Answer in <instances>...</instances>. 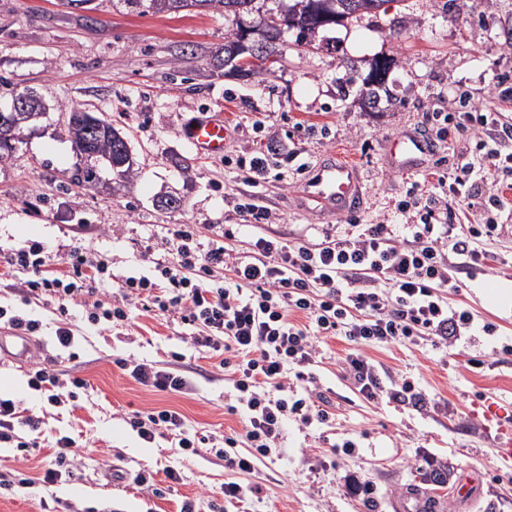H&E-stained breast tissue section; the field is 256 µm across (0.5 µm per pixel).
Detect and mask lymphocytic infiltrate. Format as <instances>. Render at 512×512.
<instances>
[{"mask_svg":"<svg viewBox=\"0 0 512 512\" xmlns=\"http://www.w3.org/2000/svg\"><path fill=\"white\" fill-rule=\"evenodd\" d=\"M477 119L479 165L512 179V153L497 147L498 140H512V124L489 115ZM415 208L419 220L402 236L388 224H355L316 244L286 245L259 233L243 252L216 239L200 248L196 230L180 226L157 246L156 279L126 278L112 291L109 308L93 303L88 319L122 324L138 308L190 326L189 347L218 358L233 378L236 403L229 413L245 411L242 430L225 437L217 455L231 471L252 472L276 450L288 417L304 424L331 420L323 405L291 393L292 379H304L305 368L316 362L318 337L343 336L359 345L448 340L472 325L473 314L449 308L447 294L458 287V270L476 269L485 260L480 243L494 237L498 226L450 223L448 206L420 209L411 190L398 210L405 215ZM9 263L30 274L22 294L56 302L62 313L68 304L84 302L88 275L106 271L104 263L76 250L68 271L51 274L49 258L35 246L17 250ZM120 365L160 391L190 388L174 367L125 359ZM346 373L365 399L420 398L412 381L384 377L362 355L347 358ZM133 426L146 442L170 435L179 455L198 452L200 439L177 410L137 412Z\"/></svg>","mask_w":512,"mask_h":512,"instance_id":"lymphocytic-infiltrate-1","label":"lymphocytic infiltrate"}]
</instances>
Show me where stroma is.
I'll list each match as a JSON object with an SVG mask.
<instances>
[{"instance_id":"stroma-1","label":"stroma","mask_w":512,"mask_h":512,"mask_svg":"<svg viewBox=\"0 0 512 512\" xmlns=\"http://www.w3.org/2000/svg\"><path fill=\"white\" fill-rule=\"evenodd\" d=\"M234 24L219 12L139 16L112 0H0V79L36 88L51 107L14 157L0 162V308L39 323L25 364L0 361V399L44 422L41 434H22L40 446L30 456L15 442L0 443V472L39 476L63 435L85 450L73 476L0 495V512H178L188 497L199 512H211L231 477L261 492L224 512H415L422 495L434 497L440 512H512V462L498 457L495 428L481 410L497 405L512 423V355L498 352L512 343V311L490 309L479 293L486 283L512 282V188L504 192L508 209L498 212L492 173L474 175L469 193L448 200L460 221L491 216L499 224L483 244L482 268L459 274L448 295L450 307L473 314L474 330L451 342L358 347L342 336L327 339L312 368L315 383L294 387L302 396L321 392L334 421L288 420L272 458L250 473L232 475L206 445L184 458L170 439L145 443L130 424L134 412L171 407L214 443L241 431V416L226 411L231 381L188 349L180 327L139 311L123 327L94 325L83 307L69 305L62 316L53 303H26L14 294L28 274L5 259L31 244L52 257L55 271L65 270L79 248L104 259L107 273L91 283L102 300L124 276L148 272L146 247L178 225L199 230L204 245L231 233V246L248 250L256 230L237 211L246 195L275 216L261 230L287 245L318 243L350 224H403L396 204L411 184L428 188L436 171L455 177L479 156L465 133L452 129L438 138L429 113L499 112L512 122V0H391L384 10L322 32V44L288 40L278 63L248 76L224 61V36ZM381 55L397 65L371 108L360 90L370 60ZM62 103L99 111L126 136L138 168L133 179L93 190L73 184L80 158ZM217 112L230 129L224 154L197 155L184 129ZM418 133L431 149L411 167L400 166L390 144ZM241 157L267 160L258 186L242 180L235 165ZM324 159L356 166L359 209L339 214L303 195L308 168ZM171 192L181 199L178 208L161 204ZM487 322L496 325L495 335L483 334ZM61 327L72 331L70 347L55 338ZM356 350L414 381L421 404L363 399L342 365ZM176 352L191 383L185 394L141 385L118 365L126 358L164 366ZM41 368L73 372L89 388L52 405L28 385ZM7 382L15 391L4 390ZM347 441L353 449H344ZM433 458L458 474L479 472L470 500H457L448 486L421 484L419 471ZM169 465L183 479L160 497L111 474L141 472L160 483Z\"/></svg>"}]
</instances>
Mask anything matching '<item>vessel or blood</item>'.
<instances>
[{
  "label": "vessel or blood",
  "mask_w": 512,
  "mask_h": 512,
  "mask_svg": "<svg viewBox=\"0 0 512 512\" xmlns=\"http://www.w3.org/2000/svg\"><path fill=\"white\" fill-rule=\"evenodd\" d=\"M227 128L220 116L193 122L186 133L191 150L197 154L216 156L223 154ZM304 194L329 204L339 212L358 209L363 194L352 167L343 163L320 165L303 183ZM487 421L497 424L498 455L512 460V426L497 423L496 413L484 410Z\"/></svg>",
  "instance_id": "b4317fda"
}]
</instances>
